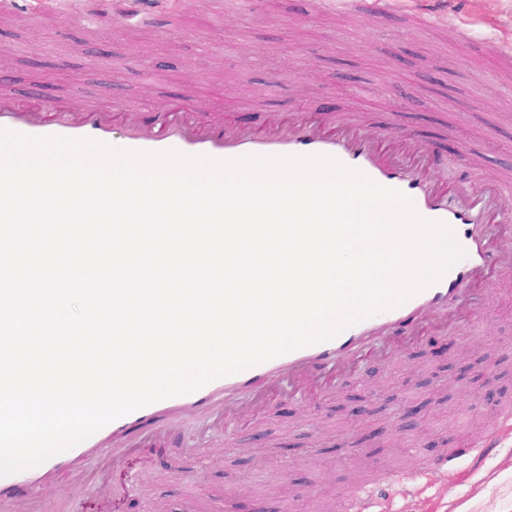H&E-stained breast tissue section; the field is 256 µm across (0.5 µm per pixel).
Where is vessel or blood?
I'll use <instances>...</instances> for the list:
<instances>
[{
	"label": "vessel or blood",
	"mask_w": 512,
	"mask_h": 512,
	"mask_svg": "<svg viewBox=\"0 0 512 512\" xmlns=\"http://www.w3.org/2000/svg\"><path fill=\"white\" fill-rule=\"evenodd\" d=\"M53 111V120L46 121L20 108L11 98L0 95V129L31 136L90 138L137 151L175 150L188 156L205 155L218 160L245 155L331 156L346 167L360 170L378 184L403 192L412 200L421 218L447 224L466 251L465 258L439 281L416 293L403 305L369 317L328 341L290 351L238 373L216 378L194 392L135 410L98 430L97 438L106 441L116 438L161 412L174 414L190 408L218 414L222 411L223 397L234 393L248 394L258 406L274 389L294 392L304 381L344 376L347 372L343 363L345 356L371 337L396 332L401 323L422 315L431 316L440 330L449 321H463L467 314L463 308L456 316H446L449 297L457 295L463 285L485 282L492 275L512 273V250L496 247L487 237L479 200L465 194L444 197L434 192L423 176L429 149L412 136L393 132L394 152L390 158L383 159L371 137L354 122L338 123L332 135L322 133L316 124L295 121L284 128L272 126L262 134L231 130L216 136L205 125L169 117L154 131L143 130L135 121H127L123 138L117 140L112 131V107L88 105L74 117L64 105L57 103ZM511 434L512 410L508 409L502 412L487 437L446 451L436 465L442 470H451L459 459L481 457L487 449L500 446ZM88 450L87 442H80L73 446L70 458L52 457L43 467L50 473L71 471L74 459ZM31 481V475L25 470L0 477V512H17L20 496Z\"/></svg>",
	"instance_id": "1"
}]
</instances>
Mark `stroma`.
Segmentation results:
<instances>
[{
	"label": "stroma",
	"instance_id": "obj_1",
	"mask_svg": "<svg viewBox=\"0 0 512 512\" xmlns=\"http://www.w3.org/2000/svg\"><path fill=\"white\" fill-rule=\"evenodd\" d=\"M471 25L453 39L395 0H361L350 9L317 0H168L149 27L132 28L123 13L144 0H67L62 12L34 17L0 14V93L28 110L59 100L73 111L95 103L136 107L144 128L159 110L190 96V120L215 128L265 132L298 115L318 122L358 116L367 133L387 145L396 128L426 142L429 180L481 196L512 171V65L501 61L499 39L512 35V0H452ZM67 66L54 68L59 58ZM492 294L471 321L440 333L416 320L405 357L379 363L364 356L337 389H303L270 396L240 417L204 412L185 416L176 431H154L119 462H85L88 488L62 474L36 494L38 512H184L207 501L211 512L245 503L264 512H343L360 488L342 460L348 432L326 437L341 419L373 404L367 418L384 447L364 449L374 470L375 512H512V439L455 472L432 469L443 443L481 439L496 407L473 389H454L440 419L418 429L396 428L410 399L430 393L450 359L442 345L495 343L497 400L512 404V277L487 283ZM115 485L102 496L97 485Z\"/></svg>",
	"mask_w": 512,
	"mask_h": 512
}]
</instances>
